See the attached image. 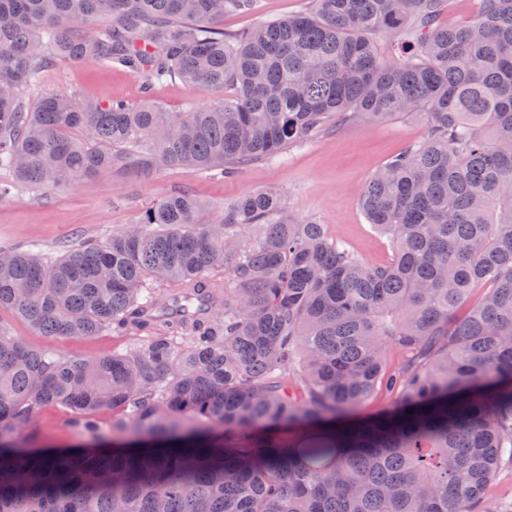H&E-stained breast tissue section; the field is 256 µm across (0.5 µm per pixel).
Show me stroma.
I'll use <instances>...</instances> for the list:
<instances>
[{
	"label": "stroma",
	"mask_w": 512,
	"mask_h": 512,
	"mask_svg": "<svg viewBox=\"0 0 512 512\" xmlns=\"http://www.w3.org/2000/svg\"><path fill=\"white\" fill-rule=\"evenodd\" d=\"M309 5L308 0H260L257 13L226 15L225 31L245 29L257 22L280 19ZM40 92H77L101 102H140L142 80L119 65L68 61L45 72ZM168 112L187 106L204 108L221 101L223 90L205 84L181 82L155 87L151 94ZM428 126L422 113L412 112L379 123L352 120L332 126L315 142L289 147L284 161H257L233 178L219 171L202 172L192 167L143 173L133 169H104L72 187L33 193L15 191L0 201V248L23 250L38 246L45 255L57 256L84 241L106 243L113 232L131 227L151 202L185 191L204 205L200 219L219 221L224 204L254 188L280 192L289 213L326 225L328 231L346 240L365 263L387 261L391 246L369 224L359 198L373 174L408 145L426 138ZM14 336L32 346L50 348L66 355L95 358L111 353L116 343L110 333L78 341L42 336L25 323L11 320ZM35 445L64 449L81 443L71 425V415L49 406L39 411L28 426Z\"/></svg>",
	"instance_id": "stroma-1"
}]
</instances>
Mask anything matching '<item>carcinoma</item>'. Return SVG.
Listing matches in <instances>:
<instances>
[{"mask_svg":"<svg viewBox=\"0 0 512 512\" xmlns=\"http://www.w3.org/2000/svg\"><path fill=\"white\" fill-rule=\"evenodd\" d=\"M476 6L444 26L448 0H311L227 33L256 0H0V169L36 193L131 166L228 175L334 122L429 125L361 195L392 244L380 265L271 189L217 224L175 193L136 236L1 249L0 312L119 344L61 355L0 319V512H512L484 501L512 469V0ZM377 33L406 41L396 60ZM57 60L234 93L183 112L28 106ZM389 348L405 360L388 377ZM382 381L394 406L357 415ZM47 406L87 445L27 449L17 432Z\"/></svg>","mask_w":512,"mask_h":512,"instance_id":"obj_1","label":"carcinoma"}]
</instances>
